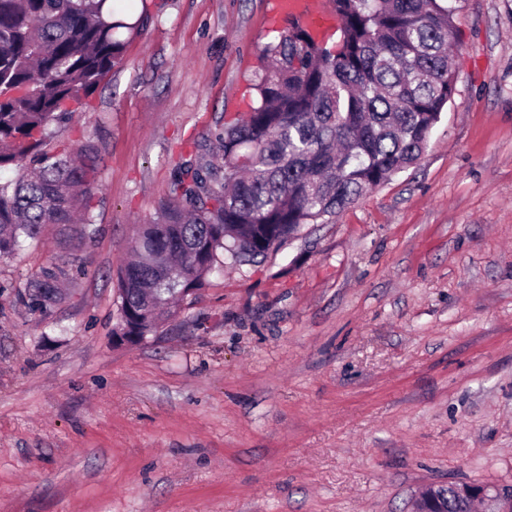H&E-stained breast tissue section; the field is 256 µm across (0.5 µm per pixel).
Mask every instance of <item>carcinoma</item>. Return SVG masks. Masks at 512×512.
Returning a JSON list of instances; mask_svg holds the SVG:
<instances>
[{"label": "carcinoma", "mask_w": 512, "mask_h": 512, "mask_svg": "<svg viewBox=\"0 0 512 512\" xmlns=\"http://www.w3.org/2000/svg\"><path fill=\"white\" fill-rule=\"evenodd\" d=\"M107 0H0V258L47 224L94 232L99 150L44 151L123 63V23ZM330 47L294 20L263 46L256 102L215 134L220 164L188 163L153 220L139 224L134 259L117 271L113 331L152 335L172 300L199 290L219 257L261 262L304 224L337 216L415 165L455 93L456 32L446 0H332ZM65 266L30 279L22 298L45 312L66 298ZM442 512H471L460 484L436 489Z\"/></svg>", "instance_id": "obj_1"}]
</instances>
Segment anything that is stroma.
I'll list each match as a JSON object with an SVG mask.
<instances>
[{
  "mask_svg": "<svg viewBox=\"0 0 512 512\" xmlns=\"http://www.w3.org/2000/svg\"><path fill=\"white\" fill-rule=\"evenodd\" d=\"M422 158L116 343L117 269L173 171L254 101L267 0H153L57 138L101 149L97 231L0 259V512H413L512 485V0H451ZM52 262L48 314L21 295ZM430 490V493L427 492ZM423 494V495H422ZM420 496L417 504V512H435L437 510V498L440 499L441 512H472V502L466 498L460 489V483L451 482L448 485L440 486L436 489L435 485L427 487Z\"/></svg>",
  "mask_w": 512,
  "mask_h": 512,
  "instance_id": "obj_1",
  "label": "stroma"
}]
</instances>
